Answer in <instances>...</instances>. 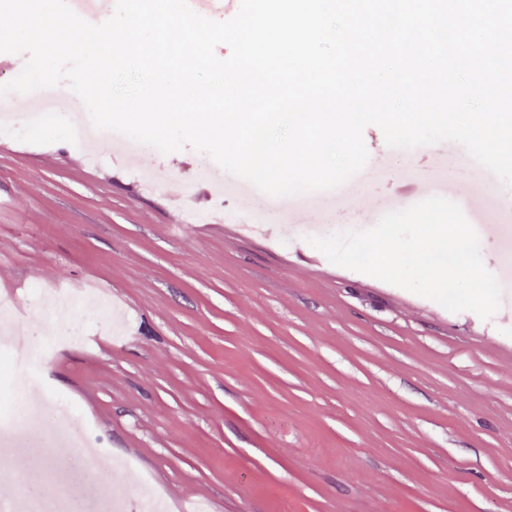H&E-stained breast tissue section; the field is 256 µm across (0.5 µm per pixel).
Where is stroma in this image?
I'll use <instances>...</instances> for the list:
<instances>
[{"label":"stroma","mask_w":512,"mask_h":512,"mask_svg":"<svg viewBox=\"0 0 512 512\" xmlns=\"http://www.w3.org/2000/svg\"><path fill=\"white\" fill-rule=\"evenodd\" d=\"M363 139L356 178L276 198L284 223L236 198L241 223L224 229L176 216L214 208L205 153L112 143L90 168L66 127L0 135V298L37 335L40 295L81 294L76 343L29 371L0 357V415L41 381L124 467L42 454L43 497L63 468L91 496L167 512H512V186L451 141L394 149L374 125ZM434 195L482 231L502 287L490 319L308 242Z\"/></svg>","instance_id":"stroma-1"}]
</instances>
